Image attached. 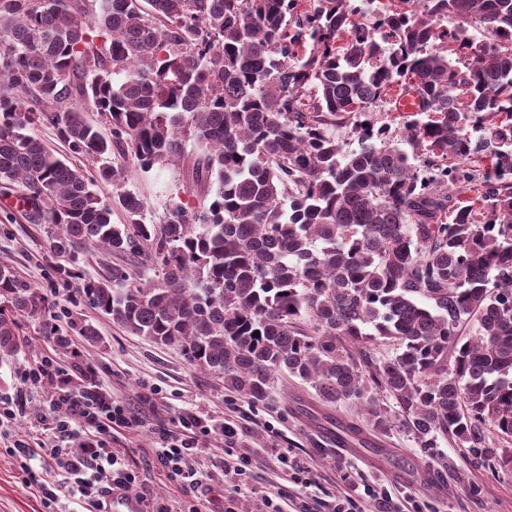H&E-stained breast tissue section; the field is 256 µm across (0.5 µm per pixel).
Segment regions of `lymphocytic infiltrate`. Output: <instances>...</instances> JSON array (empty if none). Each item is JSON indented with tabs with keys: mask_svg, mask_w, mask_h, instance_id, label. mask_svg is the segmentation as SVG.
I'll use <instances>...</instances> for the list:
<instances>
[{
	"mask_svg": "<svg viewBox=\"0 0 512 512\" xmlns=\"http://www.w3.org/2000/svg\"><path fill=\"white\" fill-rule=\"evenodd\" d=\"M68 376V370L49 357L23 369L15 398L0 401V433H8L11 454L24 461L34 459L43 448H50V469L31 473L26 481L27 486L36 487L44 501L81 500L90 512H106L113 492L126 490L137 481L125 463L124 449L107 444L112 431L131 425L133 416L125 405L113 402L103 407L91 406L67 392L53 400L51 407L64 410V418L48 416V410L34 402L33 393L46 378L62 382ZM22 418L29 424V434L17 431ZM178 423L180 432L165 433L157 456L173 482L182 488L192 487L198 478L188 457L210 428L204 418L195 414L180 417ZM78 432L83 435V445L75 452L70 441Z\"/></svg>",
	"mask_w": 512,
	"mask_h": 512,
	"instance_id": "obj_1",
	"label": "lymphocytic infiltrate"
}]
</instances>
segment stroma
I'll return each instance as SVG.
<instances>
[{
    "mask_svg": "<svg viewBox=\"0 0 512 512\" xmlns=\"http://www.w3.org/2000/svg\"><path fill=\"white\" fill-rule=\"evenodd\" d=\"M125 171L126 189L146 204L147 223H159L170 194L181 185V167L145 171L130 162ZM47 230V225L11 218L7 199L0 195V263L11 265L23 281L41 287L57 307H67L75 286L59 278L47 263ZM78 263L92 278L103 275L108 264L124 268L144 283L155 278L145 262L107 258L91 244L79 252ZM78 311L96 325L101 341L88 346L74 336L72 346L92 367L98 388L135 415L132 426L116 433L113 442L125 449L127 464L138 474L131 488L135 495L149 494L180 512L192 506L198 512H224L228 497L234 499L236 512H265L270 496L283 498L295 510L304 504L315 510L355 487L369 485L391 497L397 512H512V466L474 455L452 439L422 447L398 415L387 431H368V447H337V421L366 425L365 411L348 403L325 407L309 384L286 374L278 376L265 401L242 400L226 391L214 374L190 364L178 348L132 335L88 306H79ZM43 328L42 321H23L18 352L0 361V399L14 396L20 368L43 357L71 366V359L59 356L44 339ZM188 412L203 414L213 428L192 459L201 481L194 489L172 483L155 456L159 430L172 428L174 419ZM227 422L241 428L253 460L251 479L237 488L224 484L221 428ZM278 448L307 464V484L287 481L274 456ZM25 479L20 461L0 446V512H51L26 488Z\"/></svg>",
    "mask_w": 512,
    "mask_h": 512,
    "instance_id": "1",
    "label": "stroma"
}]
</instances>
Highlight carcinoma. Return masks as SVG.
I'll list each match as a JSON object with an SVG mask.
<instances>
[{
  "label": "carcinoma",
  "mask_w": 512,
  "mask_h": 512,
  "mask_svg": "<svg viewBox=\"0 0 512 512\" xmlns=\"http://www.w3.org/2000/svg\"><path fill=\"white\" fill-rule=\"evenodd\" d=\"M393 88L414 101L398 142L367 119ZM114 156L187 163L200 202L174 195L144 223ZM0 187L50 225L79 300L245 400L286 373L324 404L363 405L376 431L393 400L427 448L450 436L491 455L487 424L512 438V0H390L372 22L359 0H0ZM88 242L159 280L85 277ZM51 309L1 264L0 359L20 319ZM378 336L400 352L373 362ZM90 380L71 385L107 402Z\"/></svg>",
  "instance_id": "obj_1"
}]
</instances>
